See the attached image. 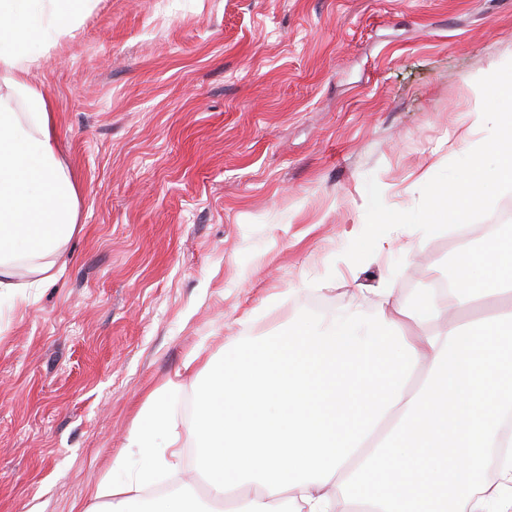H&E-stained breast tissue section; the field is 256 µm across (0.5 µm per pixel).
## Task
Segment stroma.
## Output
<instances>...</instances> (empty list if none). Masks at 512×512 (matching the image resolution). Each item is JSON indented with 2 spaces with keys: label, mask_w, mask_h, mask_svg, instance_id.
I'll return each instance as SVG.
<instances>
[{
  "label": "stroma",
  "mask_w": 512,
  "mask_h": 512,
  "mask_svg": "<svg viewBox=\"0 0 512 512\" xmlns=\"http://www.w3.org/2000/svg\"><path fill=\"white\" fill-rule=\"evenodd\" d=\"M510 60L512 0H98L30 74L80 230L58 279L20 258L0 296V512H106L113 459L134 476L172 430L145 495L174 493L195 477L188 358L447 280L452 230L343 253L367 178L409 210L486 139L477 81ZM152 393L166 428L129 447Z\"/></svg>",
  "instance_id": "stroma-1"
}]
</instances>
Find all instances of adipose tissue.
I'll use <instances>...</instances> for the list:
<instances>
[{
	"label": "adipose tissue",
	"instance_id": "1",
	"mask_svg": "<svg viewBox=\"0 0 512 512\" xmlns=\"http://www.w3.org/2000/svg\"><path fill=\"white\" fill-rule=\"evenodd\" d=\"M73 0H0V294L12 263L62 274L77 230L76 187L58 154L51 103L25 74L73 30ZM23 102L18 116L14 102ZM450 293L477 319L404 335V315L442 318L432 292L412 307L385 285L373 314L346 309L269 335L243 330L201 380L197 481L224 512H512V233L462 244ZM151 471L112 485L110 512H213L191 487L144 501Z\"/></svg>",
	"mask_w": 512,
	"mask_h": 512
}]
</instances>
